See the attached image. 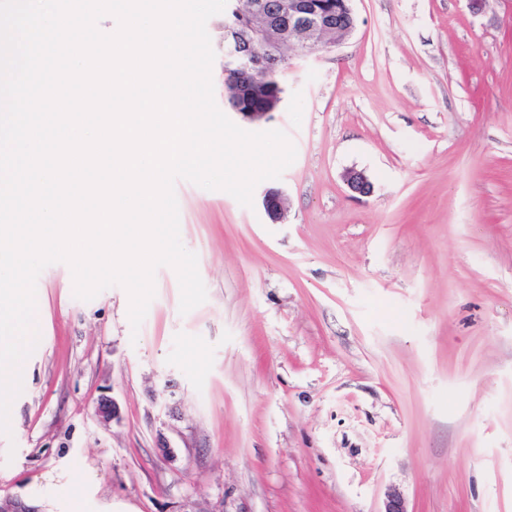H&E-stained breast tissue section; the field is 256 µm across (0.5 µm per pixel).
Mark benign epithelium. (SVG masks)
I'll return each mask as SVG.
<instances>
[{
  "label": "benign epithelium",
  "instance_id": "7a95c632",
  "mask_svg": "<svg viewBox=\"0 0 512 512\" xmlns=\"http://www.w3.org/2000/svg\"><path fill=\"white\" fill-rule=\"evenodd\" d=\"M351 2L336 0V5L317 11L310 0H251L249 8L256 23L244 28L224 24V73L263 68L290 54L308 58L345 41L357 23ZM345 182L354 193L371 192L372 184L362 172H347ZM261 206L271 223L281 222L286 213L283 191L266 188ZM117 414L116 403L111 400H102L95 407V417L101 424L109 423Z\"/></svg>",
  "mask_w": 512,
  "mask_h": 512
}]
</instances>
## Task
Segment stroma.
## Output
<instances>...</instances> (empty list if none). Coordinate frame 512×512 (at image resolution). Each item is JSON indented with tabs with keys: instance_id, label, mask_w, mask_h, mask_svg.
I'll return each mask as SVG.
<instances>
[{
	"instance_id": "1",
	"label": "stroma",
	"mask_w": 512,
	"mask_h": 512,
	"mask_svg": "<svg viewBox=\"0 0 512 512\" xmlns=\"http://www.w3.org/2000/svg\"><path fill=\"white\" fill-rule=\"evenodd\" d=\"M353 8V35L293 61L281 110L243 124L296 147L281 223L176 182L203 304L180 314L158 268L135 331L124 288L82 301L66 263L40 273L1 499L382 512L394 488L408 512H512V0Z\"/></svg>"
}]
</instances>
